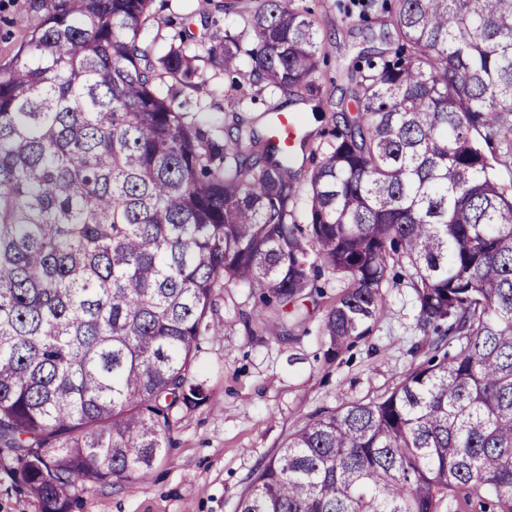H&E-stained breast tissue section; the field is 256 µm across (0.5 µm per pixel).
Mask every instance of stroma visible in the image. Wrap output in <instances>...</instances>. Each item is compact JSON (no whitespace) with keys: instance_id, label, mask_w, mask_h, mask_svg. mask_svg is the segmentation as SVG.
I'll list each match as a JSON object with an SVG mask.
<instances>
[{"instance_id":"1","label":"stroma","mask_w":512,"mask_h":512,"mask_svg":"<svg viewBox=\"0 0 512 512\" xmlns=\"http://www.w3.org/2000/svg\"><path fill=\"white\" fill-rule=\"evenodd\" d=\"M315 16L325 40L312 81L319 89L308 103L289 105L288 114H303L309 141L298 152L297 220L305 218L309 172L323 152L338 118L340 100L353 87L348 66L368 46L387 47L385 29L351 25L345 9L356 0H296ZM153 17L142 36L165 52L172 23L184 20L201 31L198 0H154ZM37 0H0V62L18 48L26 26L37 22ZM199 78L208 89L196 118L226 136L234 118L265 129L261 114L270 96L234 99L227 77L200 64ZM343 290L329 279L325 294L310 305L305 328L289 332L268 327L246 332L243 319L256 309L247 287L229 284L218 291L219 330L201 341L193 375L204 382L208 402L182 407L173 415L167 455L151 468L136 471L121 483L79 486L72 491V512H236L250 475L282 447L285 438L319 409L382 397L430 356L417 325L418 306L408 277L383 286L384 307L368 336L335 360L325 356L320 323Z\"/></svg>"}]
</instances>
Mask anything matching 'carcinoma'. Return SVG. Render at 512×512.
I'll list each match as a JSON object with an SVG mask.
<instances>
[{
    "label": "carcinoma",
    "instance_id": "cac0c4a2",
    "mask_svg": "<svg viewBox=\"0 0 512 512\" xmlns=\"http://www.w3.org/2000/svg\"><path fill=\"white\" fill-rule=\"evenodd\" d=\"M153 0H41L0 65V461L41 512L78 485L166 456L215 291L244 283L284 325L344 289L320 327L335 359L382 312L399 257L434 355L387 395L321 409L250 476L237 512H439L457 496L512 512V0H367L392 46L351 66L342 113L295 220L294 154L235 122L225 140L180 100L206 60L283 95L318 67L293 0H224L242 33L182 26L142 40ZM201 43L202 52L192 49Z\"/></svg>",
    "mask_w": 512,
    "mask_h": 512
}]
</instances>
